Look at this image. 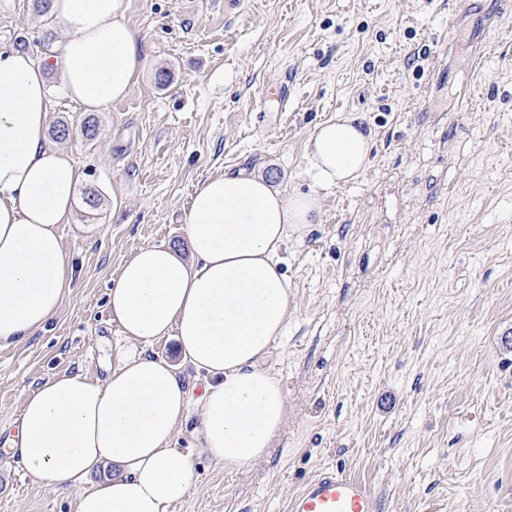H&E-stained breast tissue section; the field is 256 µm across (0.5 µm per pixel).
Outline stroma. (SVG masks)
<instances>
[{
    "instance_id": "1",
    "label": "stroma",
    "mask_w": 512,
    "mask_h": 512,
    "mask_svg": "<svg viewBox=\"0 0 512 512\" xmlns=\"http://www.w3.org/2000/svg\"><path fill=\"white\" fill-rule=\"evenodd\" d=\"M124 7L147 65L97 111L94 139L61 143L81 173L59 227L73 286L44 331L0 348V437L45 380L103 375L123 343L107 291L142 246L188 255L200 181L243 170L309 192L307 140L343 113L374 147L363 176L323 192L308 231L280 247L291 314L264 365L284 422L244 470L181 434L196 480L170 512H287L328 466L371 484L383 512H512V0ZM63 39L33 0H0V46L41 61ZM283 77L287 111H265ZM89 188L103 198L93 211ZM20 466L0 468V512H74L72 491L16 480Z\"/></svg>"
}]
</instances>
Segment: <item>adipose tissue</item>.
<instances>
[{
	"label": "adipose tissue",
	"mask_w": 512,
	"mask_h": 512,
	"mask_svg": "<svg viewBox=\"0 0 512 512\" xmlns=\"http://www.w3.org/2000/svg\"><path fill=\"white\" fill-rule=\"evenodd\" d=\"M49 13L64 33L52 59L0 47L1 347L42 330L71 287L58 228L71 221L80 174L46 136L47 71L95 112L123 100L146 65L124 0H51ZM371 148L358 120L339 114L307 142L311 193L286 194L243 171L198 184L184 226L190 259L164 245L141 247L108 290L109 319L125 345L104 377L60 374L26 395L9 446L39 486L76 489L75 512H169L193 484V466L174 446L193 418L200 448L225 467L267 455L287 414L279 379L262 365L290 313L280 246L311 224L322 191L362 175ZM169 335L183 362L209 375L201 395L147 353ZM108 463L119 474L83 488Z\"/></svg>",
	"instance_id": "ef3b65f1"
}]
</instances>
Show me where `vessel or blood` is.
<instances>
[{"mask_svg":"<svg viewBox=\"0 0 512 512\" xmlns=\"http://www.w3.org/2000/svg\"><path fill=\"white\" fill-rule=\"evenodd\" d=\"M289 512H382L381 499L366 481L337 467L309 478L291 499Z\"/></svg>","mask_w":512,"mask_h":512,"instance_id":"obj_1","label":"vessel or blood"}]
</instances>
